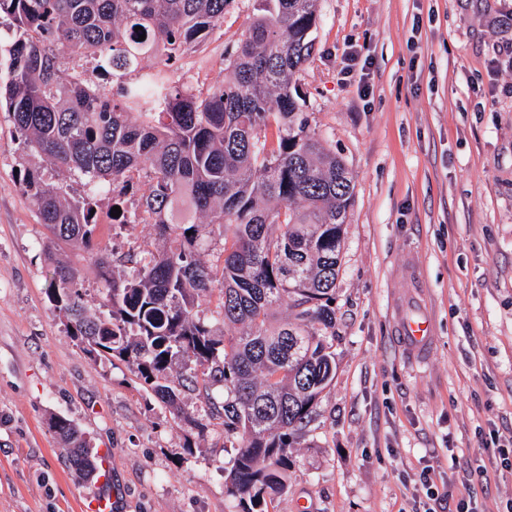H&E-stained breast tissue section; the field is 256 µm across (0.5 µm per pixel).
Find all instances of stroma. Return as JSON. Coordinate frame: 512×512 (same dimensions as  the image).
<instances>
[{
    "label": "stroma",
    "instance_id": "stroma-1",
    "mask_svg": "<svg viewBox=\"0 0 512 512\" xmlns=\"http://www.w3.org/2000/svg\"><path fill=\"white\" fill-rule=\"evenodd\" d=\"M257 7L233 0L220 28L187 45L174 62L182 82L200 92L222 81ZM313 35L299 83L353 176V201L336 377L268 512H512V0H319ZM352 46L366 67L347 66ZM36 163L1 109L0 512H81L91 493L112 512H241L211 414L223 383L181 386L176 362L173 412L126 362L73 341L46 296L58 257L101 312L99 259L150 257L153 226L113 223L107 183L66 173L99 224L92 250L51 245L16 173ZM421 311L431 340L416 357L397 325ZM53 414L104 455L99 476L69 466Z\"/></svg>",
    "mask_w": 512,
    "mask_h": 512
}]
</instances>
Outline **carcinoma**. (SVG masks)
Listing matches in <instances>:
<instances>
[{
    "label": "carcinoma",
    "instance_id": "carcinoma-1",
    "mask_svg": "<svg viewBox=\"0 0 512 512\" xmlns=\"http://www.w3.org/2000/svg\"><path fill=\"white\" fill-rule=\"evenodd\" d=\"M229 2L0 0L13 32L0 107L24 148L55 169L122 192L145 186L141 212L124 209L119 195L115 205L121 223L153 225L161 247L147 261L125 257L118 273L99 263L108 314L88 313L66 262L54 263L47 299L73 340L102 337L86 350L126 359L171 407L177 357L191 363L184 380L224 383L227 493L243 512H267L288 487V449L336 374L331 301L354 186L298 90L318 0H260L224 80L198 94L180 82L173 59L223 23ZM82 56L112 75V91L69 72ZM20 185L56 240L91 247L92 198L68 201L38 167L24 169ZM210 224L224 238L219 268L194 252ZM215 291L224 323L241 327L227 340L196 311ZM283 304L287 320L271 324ZM48 424L70 464L92 477L97 457L82 432L60 415Z\"/></svg>",
    "mask_w": 512,
    "mask_h": 512
}]
</instances>
